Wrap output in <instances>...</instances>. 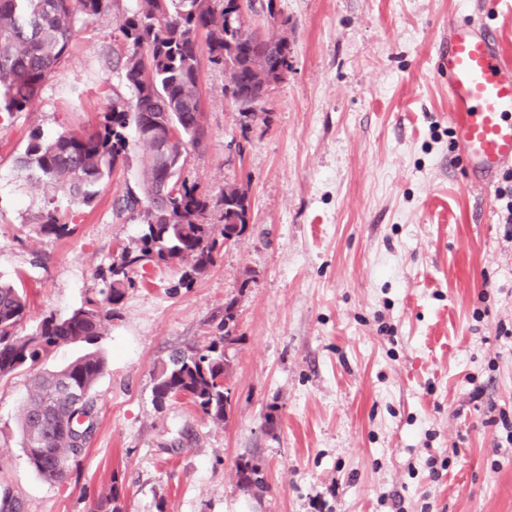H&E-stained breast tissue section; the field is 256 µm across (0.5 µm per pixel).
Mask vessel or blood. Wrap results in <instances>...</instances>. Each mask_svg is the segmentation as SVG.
Returning a JSON list of instances; mask_svg holds the SVG:
<instances>
[{
    "mask_svg": "<svg viewBox=\"0 0 512 512\" xmlns=\"http://www.w3.org/2000/svg\"><path fill=\"white\" fill-rule=\"evenodd\" d=\"M441 62L448 72L450 120L474 186L490 187L512 162V66L495 29L458 22Z\"/></svg>",
    "mask_w": 512,
    "mask_h": 512,
    "instance_id": "b4317fda",
    "label": "vessel or blood"
}]
</instances>
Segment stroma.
<instances>
[{
  "mask_svg": "<svg viewBox=\"0 0 512 512\" xmlns=\"http://www.w3.org/2000/svg\"><path fill=\"white\" fill-rule=\"evenodd\" d=\"M292 67L246 118L223 69L204 65L208 137L183 174L211 198L245 188L249 228L191 288L148 268L97 346L107 367L96 428L68 480H45L19 432L28 373L0 383V490L22 512H512V239L496 188L471 185L440 64L477 0H279ZM120 0L83 33L28 111L0 124V277L30 291L25 329L63 316L137 223L112 202L135 185L143 146L64 238L23 224L42 194L13 159L32 128L88 129L119 35ZM80 98L65 105L60 87ZM243 153H236L235 144ZM234 302L222 425L188 400L157 407V368L200 348ZM261 488L239 486L238 464Z\"/></svg>",
  "mask_w": 512,
  "mask_h": 512,
  "instance_id": "obj_1",
  "label": "stroma"
}]
</instances>
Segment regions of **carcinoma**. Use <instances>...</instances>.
<instances>
[{
	"label": "carcinoma",
	"instance_id": "1",
	"mask_svg": "<svg viewBox=\"0 0 512 512\" xmlns=\"http://www.w3.org/2000/svg\"><path fill=\"white\" fill-rule=\"evenodd\" d=\"M118 0H0V114L11 118L28 109L44 84L70 56L76 36L87 30ZM119 31L124 53H112L115 84H101L106 106L91 130L64 129L46 136L35 128L16 164L30 186L44 191L42 206L23 223L34 233L57 239L70 235L75 218L100 199L101 186L128 164L131 143L146 148L136 186L113 201L119 218L141 224L136 248L123 246L98 274L99 298L64 317L50 314L36 330L21 334L28 295L13 280L0 279V381L25 370L31 374L20 417L23 448L32 468L48 481L63 482L72 462L86 449L94 429V387L106 368L98 349L87 350L63 367H40L57 347L94 345L104 324L116 313L126 289L136 286L137 269L177 265L182 268L170 291L178 293L215 263L216 255L238 243L248 226L246 190L231 187L217 201L222 224L211 222L213 206L198 186L183 177L188 149L206 138L200 93L202 52L229 78L238 112L256 116L280 71L290 69V49L283 38L265 33L261 16L247 3L242 13L231 0H133ZM169 139L168 164L156 163V138ZM66 195L59 205L56 192ZM232 304L224 306L219 334L202 348L177 349L155 376L153 401L163 407L181 395L213 423H224L230 369L225 341L231 332ZM81 390L85 401L69 404L66 388ZM259 468L244 462L237 477L246 488L259 487Z\"/></svg>",
	"mask_w": 512,
	"mask_h": 512
}]
</instances>
